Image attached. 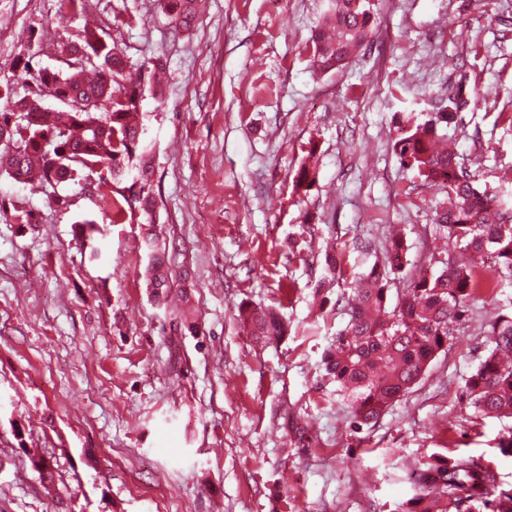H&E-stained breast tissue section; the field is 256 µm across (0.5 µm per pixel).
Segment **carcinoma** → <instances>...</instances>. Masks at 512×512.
Returning a JSON list of instances; mask_svg holds the SVG:
<instances>
[{
  "instance_id": "obj_1",
  "label": "carcinoma",
  "mask_w": 512,
  "mask_h": 512,
  "mask_svg": "<svg viewBox=\"0 0 512 512\" xmlns=\"http://www.w3.org/2000/svg\"><path fill=\"white\" fill-rule=\"evenodd\" d=\"M165 11L187 30L195 18V0H163ZM377 19L370 0H333L311 39L313 66L321 72L342 68L369 43ZM65 68H28L27 92L18 97L12 84L0 81V173L23 184L55 187L84 172L103 184H125L134 192L132 209L144 223H156L153 191L154 144L135 121L150 79L127 70L126 56L100 28L85 27L79 43L65 49ZM49 99L62 106L51 109ZM455 113L435 112L393 144L400 164L423 183L446 195L436 224L454 248L495 255L512 273V215L498 193L482 189L457 156L437 148ZM314 182L312 169L299 168L293 190L305 195ZM88 240V259L98 260L92 220L75 224ZM148 257L146 286L155 299L172 287L165 251L150 232L142 237ZM401 239L385 246L383 259L360 273L346 301L349 320L322 357L325 375L348 403L355 424L368 428L416 386L430 363L448 351L455 326L480 291L490 289L479 265H463L451 252L431 256L438 267L395 288L407 265ZM244 328L267 344L288 333L274 310L240 312ZM512 313H499L489 324L485 350L465 380L472 416L512 418ZM395 512H512V483L500 479L493 463L471 455L435 452L412 476V495Z\"/></svg>"
}]
</instances>
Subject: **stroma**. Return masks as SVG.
Wrapping results in <instances>:
<instances>
[{
	"label": "stroma",
	"instance_id": "35a3bbf8",
	"mask_svg": "<svg viewBox=\"0 0 512 512\" xmlns=\"http://www.w3.org/2000/svg\"><path fill=\"white\" fill-rule=\"evenodd\" d=\"M372 2L370 43L319 73L309 39L328 0H202L187 32L161 0H89L78 15L65 0H0V79L16 94L25 62L62 68L87 22L131 73L162 60L142 112L173 274L155 303L139 219L113 222L97 179L0 175V512H394L411 470L444 449L512 481L497 449L512 423L470 421L464 388L485 325L512 312V278L374 427L354 430L323 377L347 322L336 301L376 259L355 238L380 248L401 234L407 277L448 246L434 224L443 192L393 152L397 113L422 120L488 90L447 139L479 186L512 201V0ZM306 162L316 181L300 196ZM26 213L33 225L17 223ZM82 218L101 229L99 261ZM329 253L341 268L321 289ZM244 306L276 309L287 336L256 345Z\"/></svg>",
	"mask_w": 512,
	"mask_h": 512
}]
</instances>
